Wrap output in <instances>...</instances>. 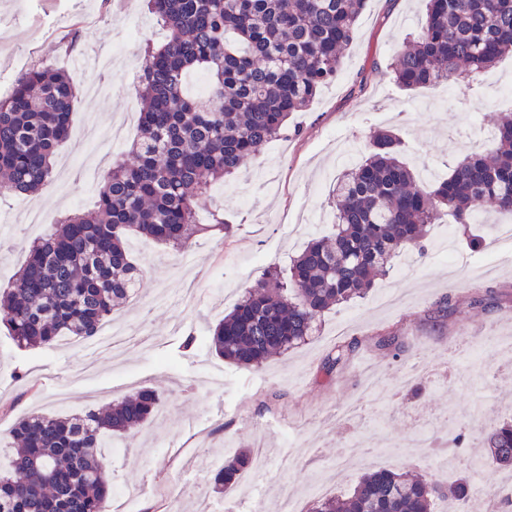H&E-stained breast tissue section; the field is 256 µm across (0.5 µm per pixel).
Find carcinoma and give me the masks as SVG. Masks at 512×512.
Masks as SVG:
<instances>
[{
    "label": "carcinoma",
    "mask_w": 512,
    "mask_h": 512,
    "mask_svg": "<svg viewBox=\"0 0 512 512\" xmlns=\"http://www.w3.org/2000/svg\"><path fill=\"white\" fill-rule=\"evenodd\" d=\"M367 0H148L166 31L146 45L139 75V133L127 158L112 163L90 211L68 213L30 251L0 315L24 347L62 336L90 338L125 303L142 276L130 251L139 235L178 250L233 226L220 214L197 222L210 182L236 175L265 142L288 133V115L307 109L343 69ZM512 52V0H427L417 37L394 58L393 80L407 90L457 83ZM208 78L204 98L187 92L188 74ZM76 87L69 75L33 64L0 99V195H27L51 177L52 159L71 129ZM391 131L371 135L365 159L332 190V239L312 238L284 279L269 269L218 323L209 347L257 368L312 335L333 307L365 296L374 277L405 250L426 251L428 226L463 227L493 207L512 214V114L499 117L490 149H473L448 177L430 184L401 157ZM358 342L331 349L321 371L342 370ZM375 345L396 357L403 344L381 333ZM159 400L149 389L81 416H26L11 431L10 468L0 476V512H108L104 449L148 423ZM492 460L512 466V422L491 428ZM252 456L219 467L215 484L237 487ZM469 474L441 486L408 472L377 469L341 498L310 512H434L438 499L465 502Z\"/></svg>",
    "instance_id": "obj_1"
}]
</instances>
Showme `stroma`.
I'll return each instance as SVG.
<instances>
[{"label": "stroma", "instance_id": "obj_1", "mask_svg": "<svg viewBox=\"0 0 512 512\" xmlns=\"http://www.w3.org/2000/svg\"><path fill=\"white\" fill-rule=\"evenodd\" d=\"M426 0H369L340 76L325 85L307 110L293 113L288 138L262 146L234 179L212 186L201 222L223 214L231 236L208 233L191 248L145 243L132 253L143 269L129 302L116 316L133 341L125 357H103L94 377L81 371L82 354L72 338L51 346L18 347L0 322V442L13 424L33 411L65 416L98 409L129 390L147 388L158 411L108 458L112 485L133 489L134 512L177 504L180 512H268L283 485L302 488L321 480L328 495L349 493L370 468L417 470L446 480L464 472L480 453L486 430L512 420V390L493 371L494 339L512 334V265L487 251L455 241V256L437 251L451 222L431 225L425 255L408 252L378 277L364 298L341 304L319 320L303 345L257 368H240L206 345L210 331L270 265L287 270L289 259L313 237L331 235L328 200L343 166L338 144L361 161L373 131L390 129L406 145L414 169L430 166L447 177L449 165L474 147H487L499 115V82L512 80V55L470 80V98L448 95L446 86L400 89L387 70L403 39L421 29ZM163 34L146 0H0V74L17 58L66 69L81 81L79 59L118 45L125 61L109 77L106 96L76 97L71 132L57 149L53 176L69 179L20 198L0 199V289L25 263L31 243L64 213L92 208L98 185L82 176L93 157L83 132L127 117L122 144L130 146L139 125L135 77L146 42ZM44 215L23 223L25 208ZM448 314H429L439 301ZM391 330L404 348L380 350L373 335ZM198 343L185 348L188 335ZM358 341L350 363L332 377L321 364L336 343ZM431 372L417 397L396 395L395 386L418 359ZM454 423L469 445L454 457L430 448L406 447L420 428ZM360 439L375 462L353 459L348 444ZM249 448L264 454L248 497L219 492L213 483L225 457Z\"/></svg>", "mask_w": 512, "mask_h": 512}]
</instances>
